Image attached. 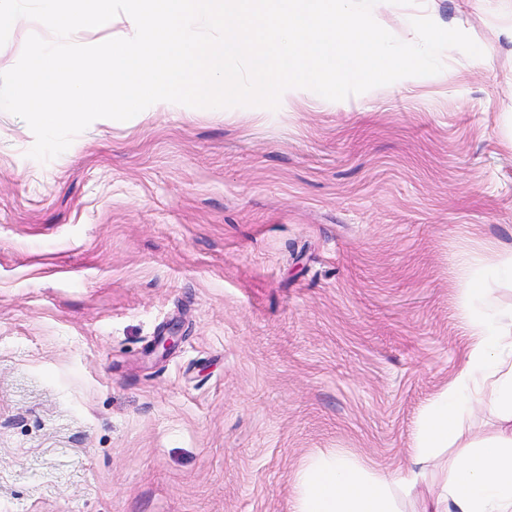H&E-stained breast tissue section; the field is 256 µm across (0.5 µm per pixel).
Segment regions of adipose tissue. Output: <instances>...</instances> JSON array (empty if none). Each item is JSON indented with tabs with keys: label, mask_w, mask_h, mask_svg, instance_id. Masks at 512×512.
Wrapping results in <instances>:
<instances>
[{
	"label": "adipose tissue",
	"mask_w": 512,
	"mask_h": 512,
	"mask_svg": "<svg viewBox=\"0 0 512 512\" xmlns=\"http://www.w3.org/2000/svg\"><path fill=\"white\" fill-rule=\"evenodd\" d=\"M461 280L488 311L470 319L474 341L427 407L408 466L389 475L319 456L299 475L296 512H398L401 496L416 498L419 512H512V308L491 305L469 272ZM477 406L493 415L491 434H470L465 420ZM449 448L453 456L437 467Z\"/></svg>",
	"instance_id": "1"
}]
</instances>
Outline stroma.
<instances>
[{"mask_svg":"<svg viewBox=\"0 0 512 512\" xmlns=\"http://www.w3.org/2000/svg\"><path fill=\"white\" fill-rule=\"evenodd\" d=\"M419 16L483 58L95 121L47 162L0 110V512H294L311 456L407 463L483 313L459 263L512 305V0L374 13Z\"/></svg>","mask_w":512,"mask_h":512,"instance_id":"1","label":"stroma"}]
</instances>
